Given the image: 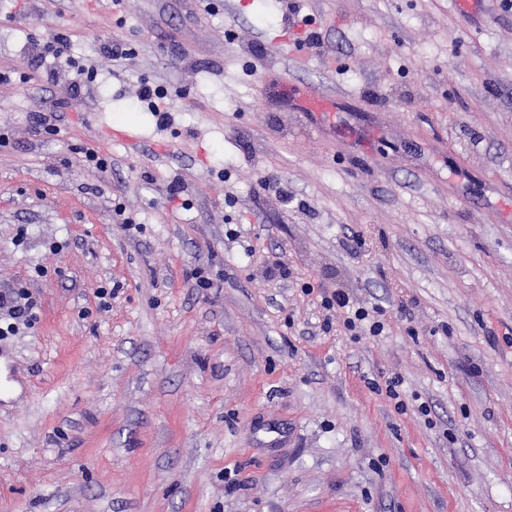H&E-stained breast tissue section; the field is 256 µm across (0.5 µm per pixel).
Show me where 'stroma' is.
<instances>
[{
    "label": "stroma",
    "mask_w": 512,
    "mask_h": 512,
    "mask_svg": "<svg viewBox=\"0 0 512 512\" xmlns=\"http://www.w3.org/2000/svg\"><path fill=\"white\" fill-rule=\"evenodd\" d=\"M58 33L74 67L37 56ZM1 71L0 291L38 319L0 337V512H512V10L0 0ZM165 99L166 97L163 93L148 86L142 87L138 94L140 104L146 105L151 112H154L161 123L166 122L169 112ZM322 304L328 310L334 308L344 310V325L349 331L357 330L354 336L363 335L374 338L381 336L384 332L385 324L378 318L381 316V310L377 307H372L371 311L364 307L356 308L350 304L349 296L341 291L332 293L330 297L324 296Z\"/></svg>",
    "instance_id": "stroma-1"
}]
</instances>
